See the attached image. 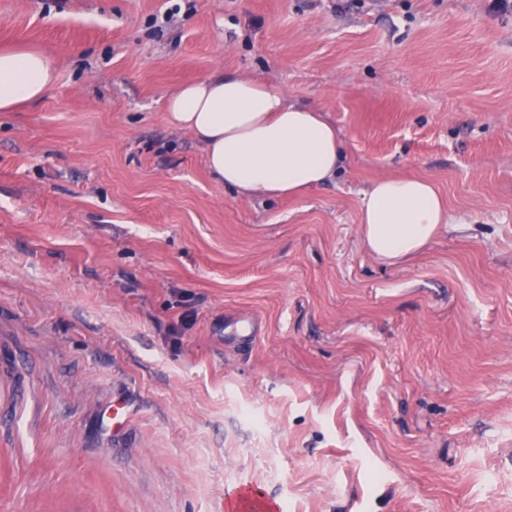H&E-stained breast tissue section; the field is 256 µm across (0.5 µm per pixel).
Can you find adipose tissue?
<instances>
[{
  "mask_svg": "<svg viewBox=\"0 0 512 512\" xmlns=\"http://www.w3.org/2000/svg\"><path fill=\"white\" fill-rule=\"evenodd\" d=\"M57 79L53 58L0 50V112L40 101ZM169 126L190 133L214 179L241 201L295 197L333 180L343 161L335 126L280 89L218 67L166 100ZM366 245L397 264L432 242L448 222V201L431 180L381 178L359 202Z\"/></svg>",
  "mask_w": 512,
  "mask_h": 512,
  "instance_id": "1",
  "label": "adipose tissue"
}]
</instances>
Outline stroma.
Masks as SVG:
<instances>
[{
    "label": "stroma",
    "mask_w": 512,
    "mask_h": 512,
    "mask_svg": "<svg viewBox=\"0 0 512 512\" xmlns=\"http://www.w3.org/2000/svg\"><path fill=\"white\" fill-rule=\"evenodd\" d=\"M2 48L58 78L0 112V512H512V7L0 0ZM219 66L322 110L336 179L224 190L164 120ZM385 176L450 215L393 266ZM359 219L379 260L398 264L432 242L448 223V201L431 180L381 178L363 193Z\"/></svg>",
    "instance_id": "stroma-1"
}]
</instances>
